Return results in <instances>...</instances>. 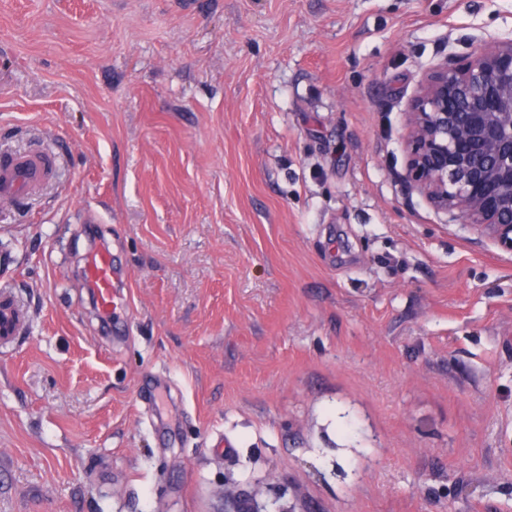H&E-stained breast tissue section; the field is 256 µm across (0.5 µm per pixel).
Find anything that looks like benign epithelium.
<instances>
[{"label": "benign epithelium", "mask_w": 512, "mask_h": 512, "mask_svg": "<svg viewBox=\"0 0 512 512\" xmlns=\"http://www.w3.org/2000/svg\"><path fill=\"white\" fill-rule=\"evenodd\" d=\"M405 180L512 253V36L426 71L407 109Z\"/></svg>", "instance_id": "1"}]
</instances>
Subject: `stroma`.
Masks as SVG:
<instances>
[{
  "instance_id": "35a3bbf8",
  "label": "stroma",
  "mask_w": 512,
  "mask_h": 512,
  "mask_svg": "<svg viewBox=\"0 0 512 512\" xmlns=\"http://www.w3.org/2000/svg\"><path fill=\"white\" fill-rule=\"evenodd\" d=\"M512 0H0V512H512V255L404 180ZM108 244L126 312L96 314ZM54 169L55 157L45 150L1 152V205H12L40 192ZM26 314L15 298L7 291L0 293V342L14 343L23 333Z\"/></svg>"
}]
</instances>
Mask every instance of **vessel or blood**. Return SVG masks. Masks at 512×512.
I'll list each match as a JSON object with an SVG mask.
<instances>
[{"instance_id": "1", "label": "vessel or blood", "mask_w": 512, "mask_h": 512, "mask_svg": "<svg viewBox=\"0 0 512 512\" xmlns=\"http://www.w3.org/2000/svg\"><path fill=\"white\" fill-rule=\"evenodd\" d=\"M55 168V157L45 150L0 153V203L11 205L40 192L49 182ZM83 282L89 289L102 319H111L117 310L127 306L121 295L120 272L109 249L90 252L83 265ZM26 324V314L9 292L0 293V342L14 343Z\"/></svg>"}]
</instances>
